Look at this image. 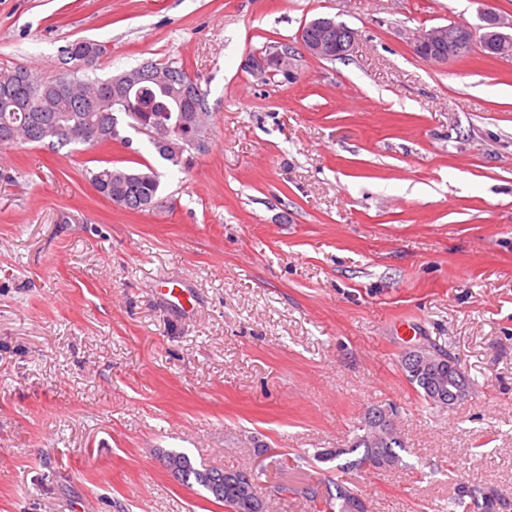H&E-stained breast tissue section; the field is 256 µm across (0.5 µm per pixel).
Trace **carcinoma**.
Instances as JSON below:
<instances>
[{"label": "carcinoma", "instance_id": "obj_1", "mask_svg": "<svg viewBox=\"0 0 512 512\" xmlns=\"http://www.w3.org/2000/svg\"><path fill=\"white\" fill-rule=\"evenodd\" d=\"M303 36L315 39L336 38V24L328 16H319L305 23ZM90 56L91 65H96L104 54L105 47L90 40H76L62 51V64L74 61L71 52ZM140 83L138 92L128 96L125 89L112 77L106 80L88 77L79 79L72 76V85L64 89L58 79L44 80L33 75L28 69L19 67L14 71L0 74V148L24 142L44 143L51 147H63L72 143L103 146L113 141H124L121 134L112 133V119L120 112H132L144 126L169 124L179 126L176 137L191 142L199 131L191 116L205 112V96L193 91L197 80L181 67L159 65L147 61L139 66ZM93 188L113 203L131 210L142 211L152 201L162 206V188L159 175L151 168L137 169L124 167H102L91 172ZM402 369L407 380L417 389L421 398L433 407L439 402L430 393L428 377L442 373L455 380L456 371H448V364L442 365L431 357L424 358V370L415 364L402 360ZM373 448L381 449L383 459L396 464L402 463L400 451L406 448L398 434L385 440H377L364 432L355 436L344 447L319 455L331 461L343 455H355L343 464L336 465L339 471L357 469ZM164 460L176 468L174 475L184 484L193 483L213 495L214 481L224 478L223 498L219 502L225 509L236 512H257L246 506L248 499L258 502L245 493L236 481L237 470H226L205 465H195L183 452H167ZM355 493L347 487L336 485V494L319 501L320 512H352L350 505ZM507 504L493 493L478 485L462 484L448 501V512H499Z\"/></svg>", "mask_w": 512, "mask_h": 512}]
</instances>
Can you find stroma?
<instances>
[{
  "instance_id": "stroma-1",
  "label": "stroma",
  "mask_w": 512,
  "mask_h": 512,
  "mask_svg": "<svg viewBox=\"0 0 512 512\" xmlns=\"http://www.w3.org/2000/svg\"><path fill=\"white\" fill-rule=\"evenodd\" d=\"M483 8L0 0V72L55 78L88 39L96 77L171 63L210 112L185 169L136 132L0 149V512H225L167 451L257 474L271 512L340 484L367 512H448L462 483L512 512V56L431 63L405 37ZM320 15L356 31L347 59L249 68ZM102 166L154 168L163 207L99 196ZM419 347L455 356L467 398L418 396L401 360ZM385 403L404 466L316 461ZM76 50L78 54H85L89 55L91 58V64L92 66L85 68V69H91L96 66V63L98 59L104 54L105 47L99 43H95L90 40H76L70 44H68L66 47H64L62 51V64L64 66H67L71 64L74 61V58L72 56H69L72 50Z\"/></svg>"
}]
</instances>
